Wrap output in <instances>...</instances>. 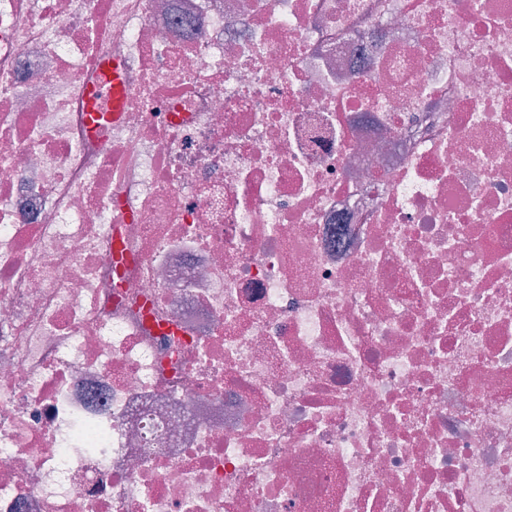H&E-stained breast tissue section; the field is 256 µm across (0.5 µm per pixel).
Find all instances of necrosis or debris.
Here are the masks:
<instances>
[{
  "instance_id": "necrosis-or-debris-1",
  "label": "necrosis or debris",
  "mask_w": 512,
  "mask_h": 512,
  "mask_svg": "<svg viewBox=\"0 0 512 512\" xmlns=\"http://www.w3.org/2000/svg\"><path fill=\"white\" fill-rule=\"evenodd\" d=\"M0 512H512V0H0ZM104 72L103 87L97 88L89 98V123L93 129L99 128L104 122L117 121L126 96L121 65L107 61ZM103 99L108 105L106 111L102 108Z\"/></svg>"
}]
</instances>
